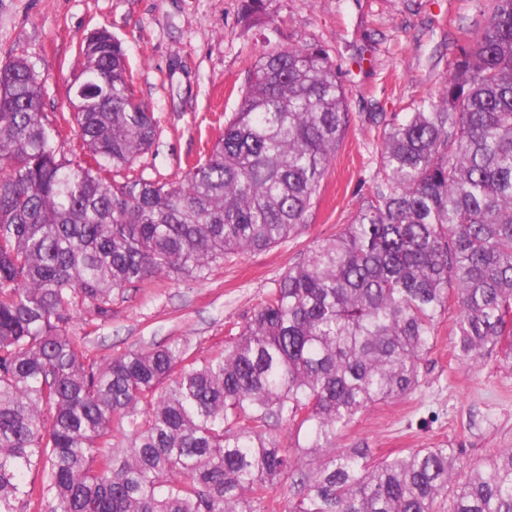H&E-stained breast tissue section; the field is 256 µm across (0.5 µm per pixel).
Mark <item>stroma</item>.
Returning a JSON list of instances; mask_svg holds the SVG:
<instances>
[{"mask_svg":"<svg viewBox=\"0 0 512 512\" xmlns=\"http://www.w3.org/2000/svg\"><path fill=\"white\" fill-rule=\"evenodd\" d=\"M491 0H262L258 20L244 0H0V64L26 62L42 82L45 111H67V92L83 79L81 43L106 29L126 53L137 96L160 120L140 156L144 177L175 181L224 130L263 52L316 44L339 69L349 127L324 178L306 228L264 251L225 259L204 279L149 278L112 296L107 316L77 307L72 335L89 362L172 341L194 357L223 353L229 326H243L275 283L315 244L335 236L369 199L380 165L382 112L404 119L437 94L457 43L475 41ZM421 363L416 391L359 415L340 444L382 459L441 444L465 477L495 449L512 448V363L495 352L470 370L457 360L452 324Z\"/></svg>","mask_w":512,"mask_h":512,"instance_id":"stroma-1","label":"stroma"}]
</instances>
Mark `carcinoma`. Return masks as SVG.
<instances>
[{"label":"carcinoma","instance_id":"cac0c4a2","mask_svg":"<svg viewBox=\"0 0 512 512\" xmlns=\"http://www.w3.org/2000/svg\"><path fill=\"white\" fill-rule=\"evenodd\" d=\"M81 51L103 91L53 121L28 64L0 66V512H281L287 479V512H512V448L462 482L450 448L336 451L358 415L417 389L449 305L464 366L512 347V0L438 95L373 117L366 204L203 362L175 341L94 366L72 312L298 235L350 122L338 69L318 45L263 53L222 138L168 183L135 168L159 119L121 43L102 29ZM72 123L77 160L58 140Z\"/></svg>","mask_w":512,"mask_h":512}]
</instances>
